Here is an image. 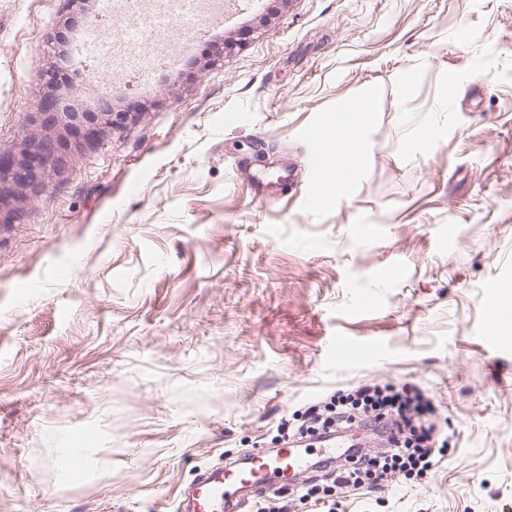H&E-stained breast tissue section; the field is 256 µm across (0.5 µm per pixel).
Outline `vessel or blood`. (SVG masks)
<instances>
[{
  "label": "vessel or blood",
  "mask_w": 512,
  "mask_h": 512,
  "mask_svg": "<svg viewBox=\"0 0 512 512\" xmlns=\"http://www.w3.org/2000/svg\"><path fill=\"white\" fill-rule=\"evenodd\" d=\"M377 346L332 338L326 353L332 358L368 359ZM311 458L295 447L261 450L234 464H219L201 470L195 482L179 493L178 512H242L250 496L287 486L310 471Z\"/></svg>",
  "instance_id": "vessel-or-blood-1"
}]
</instances>
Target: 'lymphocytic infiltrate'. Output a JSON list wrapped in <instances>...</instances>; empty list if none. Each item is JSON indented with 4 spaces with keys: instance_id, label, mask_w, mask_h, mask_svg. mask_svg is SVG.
<instances>
[{
    "instance_id": "f902f5d3",
    "label": "lymphocytic infiltrate",
    "mask_w": 512,
    "mask_h": 512,
    "mask_svg": "<svg viewBox=\"0 0 512 512\" xmlns=\"http://www.w3.org/2000/svg\"><path fill=\"white\" fill-rule=\"evenodd\" d=\"M426 404L422 391L404 384H364L347 394L337 391L313 400L300 424L282 425V441L299 443L360 429L378 440V449L352 448L341 463H316L311 475L294 487L257 501L256 512H288L294 502L323 504L319 491L326 481L340 488L376 490L413 476L427 477L442 462L443 450L435 424L423 418Z\"/></svg>"
}]
</instances>
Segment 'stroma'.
I'll return each mask as SVG.
<instances>
[{"label": "stroma", "mask_w": 512, "mask_h": 512, "mask_svg": "<svg viewBox=\"0 0 512 512\" xmlns=\"http://www.w3.org/2000/svg\"><path fill=\"white\" fill-rule=\"evenodd\" d=\"M114 15L0 0V153L60 142L45 192L12 199L25 222L0 226V512H174L200 469L366 381L428 393L443 463L333 489L335 512L512 507V0H239L222 52L116 83L75 50L93 20L120 41ZM366 93L338 194L306 159ZM50 95L138 113L88 144L43 123ZM421 116L441 137L403 148ZM336 334L382 353L328 360Z\"/></svg>", "instance_id": "1"}]
</instances>
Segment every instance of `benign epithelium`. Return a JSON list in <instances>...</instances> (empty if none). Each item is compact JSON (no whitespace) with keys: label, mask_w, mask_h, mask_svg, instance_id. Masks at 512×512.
Returning <instances> with one entry per match:
<instances>
[{"label":"benign epithelium","mask_w":512,"mask_h":512,"mask_svg":"<svg viewBox=\"0 0 512 512\" xmlns=\"http://www.w3.org/2000/svg\"><path fill=\"white\" fill-rule=\"evenodd\" d=\"M48 122L61 123L76 132L84 130L88 143L98 141L103 134L112 131L113 126L110 112H53ZM57 152L58 142L49 135H40L27 138L18 157L0 154V186L12 184L32 195L40 194L44 189V168Z\"/></svg>","instance_id":"obj_1"}]
</instances>
